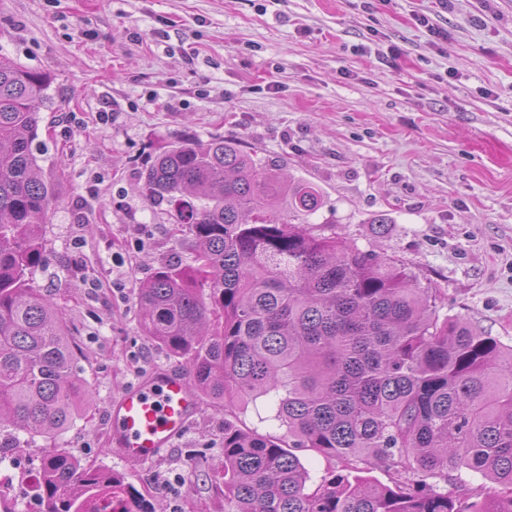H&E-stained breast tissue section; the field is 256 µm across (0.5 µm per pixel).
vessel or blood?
Returning a JSON list of instances; mask_svg holds the SVG:
<instances>
[{"mask_svg": "<svg viewBox=\"0 0 512 512\" xmlns=\"http://www.w3.org/2000/svg\"><path fill=\"white\" fill-rule=\"evenodd\" d=\"M201 409L189 372L164 373L127 388L110 410L113 441L125 458L156 459Z\"/></svg>", "mask_w": 512, "mask_h": 512, "instance_id": "b4317fda", "label": "vessel or blood"}]
</instances>
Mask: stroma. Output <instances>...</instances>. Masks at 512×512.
<instances>
[{
    "instance_id": "stroma-1",
    "label": "stroma",
    "mask_w": 512,
    "mask_h": 512,
    "mask_svg": "<svg viewBox=\"0 0 512 512\" xmlns=\"http://www.w3.org/2000/svg\"><path fill=\"white\" fill-rule=\"evenodd\" d=\"M1 54L50 77L33 151L55 195L35 281L89 392L64 433L5 454L12 512H39L26 464L58 449L122 476L152 512H224L223 403L203 399L145 464L108 427L128 386L186 368L137 303L161 265L194 260L189 226L139 180L178 137L280 161L321 192L316 234L399 260L446 292L441 315L512 346V0H0Z\"/></svg>"
}]
</instances>
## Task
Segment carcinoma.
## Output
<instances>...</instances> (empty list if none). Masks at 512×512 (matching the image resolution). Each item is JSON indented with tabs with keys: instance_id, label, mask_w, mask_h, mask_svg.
Wrapping results in <instances>:
<instances>
[{
	"instance_id": "cac0c4a2",
	"label": "carcinoma",
	"mask_w": 512,
	"mask_h": 512,
	"mask_svg": "<svg viewBox=\"0 0 512 512\" xmlns=\"http://www.w3.org/2000/svg\"><path fill=\"white\" fill-rule=\"evenodd\" d=\"M44 74L0 55V453L60 434L88 397L54 302L35 285L54 185L32 144ZM196 242L139 290L147 334L212 399H265L279 435L224 419V512H512V348L440 317L395 261L290 218L321 194L230 139H177L142 174ZM328 467L309 488L301 452ZM390 474L384 485L367 476ZM497 484L456 497L448 471ZM43 512H148L121 478L59 450Z\"/></svg>"
}]
</instances>
